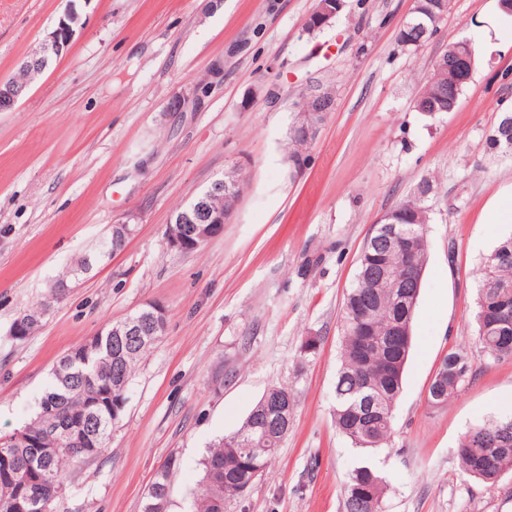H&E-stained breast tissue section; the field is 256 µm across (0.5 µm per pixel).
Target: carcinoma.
I'll list each match as a JSON object with an SVG mask.
<instances>
[{"label":"carcinoma","mask_w":512,"mask_h":512,"mask_svg":"<svg viewBox=\"0 0 512 512\" xmlns=\"http://www.w3.org/2000/svg\"><path fill=\"white\" fill-rule=\"evenodd\" d=\"M470 71L446 72L433 76L418 94L414 108L429 116L456 107L458 100L445 95L442 86L463 91ZM431 180L422 179L415 190L394 209L398 229L408 232L428 222L426 194ZM382 225H374L358 257L355 282L348 291L340 323L342 344L340 368L335 386L334 422L353 447L367 451L388 444L393 435V407L403 382L411 348V330L419 291L409 289L407 307L395 299L402 290V278L419 280L427 259V239L405 237L400 245L379 250L373 246ZM112 256V236H107L97 253L82 257L57 280L72 286L90 272L95 263ZM478 298L475 312L476 340L489 354L499 341L512 337V237L499 243L477 270ZM40 318L23 314L13 326H22L16 339L35 332ZM398 328L404 337L396 339ZM151 342H127L112 335V327L92 338L93 348L81 345L63 355L53 366L51 383L38 404L35 417L23 426L30 443L12 442L15 434L0 436V446H9L14 480L0 479V501L22 494L31 500L27 512H42L43 502L60 498L67 490L71 473L99 457L109 447L112 428L118 416L94 405L102 394L126 386L137 364L154 347ZM469 367V352L458 348L443 359L431 387L435 396L429 403L439 406L461 391L466 381L457 370ZM267 402L260 398L242 426L233 434L209 445L202 465L204 475L192 493V512H224V501L246 496V485L255 484L276 457L286 434L266 432L262 421ZM44 448L55 452L45 454ZM462 471L485 482H496L505 470L512 472V418L478 424L465 434L459 447ZM178 458L170 456L157 473L153 485L161 494L148 495L142 512H169L168 477ZM386 481L373 467L353 470L345 487L344 512H385Z\"/></svg>","instance_id":"obj_1"}]
</instances>
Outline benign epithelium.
Returning a JSON list of instances; mask_svg holds the SVG:
<instances>
[{
	"label": "benign epithelium",
	"instance_id": "benign-epithelium-1",
	"mask_svg": "<svg viewBox=\"0 0 512 512\" xmlns=\"http://www.w3.org/2000/svg\"><path fill=\"white\" fill-rule=\"evenodd\" d=\"M340 0H323L320 7L311 14L308 22L316 29L330 24L336 17V6ZM79 15L74 8H69L58 20L52 31L47 33L38 50L22 61L27 71H38L43 68L47 54L53 52L59 56L65 54L76 33ZM474 50L471 43L460 42L453 46L451 52L437 58L433 69L440 73L449 68L457 69L464 65H472ZM28 88L26 82L0 81V112L12 109ZM334 104L333 94L320 87L311 90L297 109L301 122L295 127V133L308 141L316 138L319 128L326 119ZM238 176L227 173L224 178L214 182L209 194L192 204L179 218L178 222L166 226L165 240L168 248L188 253L199 240H208L224 232V224L233 213L239 199L237 192ZM135 216L128 215L125 219L113 224L112 245L119 248L128 243L134 235L130 229ZM164 308L152 304L149 309L134 316L115 322L112 334L143 341L156 335L163 325ZM268 408L272 413L269 426L274 430L287 428L292 418L291 405L285 399L276 396L268 399Z\"/></svg>",
	"mask_w": 512,
	"mask_h": 512
}]
</instances>
